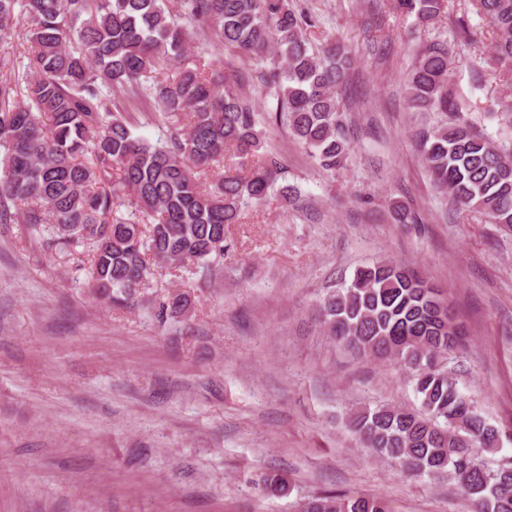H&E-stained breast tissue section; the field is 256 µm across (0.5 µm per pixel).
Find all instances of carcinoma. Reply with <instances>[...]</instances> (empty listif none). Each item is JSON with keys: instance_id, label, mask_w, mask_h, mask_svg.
Wrapping results in <instances>:
<instances>
[{"instance_id": "carcinoma-1", "label": "carcinoma", "mask_w": 512, "mask_h": 512, "mask_svg": "<svg viewBox=\"0 0 512 512\" xmlns=\"http://www.w3.org/2000/svg\"><path fill=\"white\" fill-rule=\"evenodd\" d=\"M444 0H397L429 21ZM495 28L494 60L512 63V0H473ZM28 26L23 88L0 82V224H51L55 242L92 241L90 286L110 304L140 297L155 265L208 274L232 251L230 226L264 204L282 173L263 150L262 122L288 128L329 171L345 165L348 124L336 105L351 58L345 46H316V26L290 0H0V48ZM214 37L242 69L217 75L203 54L176 79L196 39ZM257 81L274 105L259 113L245 86ZM417 112L446 123L424 130L419 149L435 184L462 207L512 226V149L474 132L448 79V48L419 49L408 75ZM157 106L160 146L134 135L116 95ZM217 177L206 186L200 178ZM128 204L137 221L116 215ZM191 296L155 301L158 321L191 310ZM318 316L326 335L362 359L394 361L411 376L422 412L388 404L356 411L347 426L360 445L409 475H446L474 512H512V461L480 460L497 430L461 391L446 360L462 343L450 304L415 268L383 258L328 291ZM266 490L288 488L280 473ZM300 512H391L378 496L321 492Z\"/></svg>"}]
</instances>
